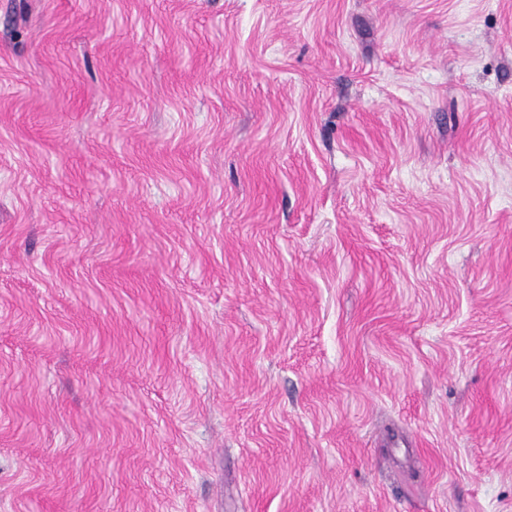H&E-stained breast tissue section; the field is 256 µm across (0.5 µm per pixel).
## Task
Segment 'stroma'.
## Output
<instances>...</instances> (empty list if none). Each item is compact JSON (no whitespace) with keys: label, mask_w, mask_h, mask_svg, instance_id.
<instances>
[{"label":"stroma","mask_w":512,"mask_h":512,"mask_svg":"<svg viewBox=\"0 0 512 512\" xmlns=\"http://www.w3.org/2000/svg\"><path fill=\"white\" fill-rule=\"evenodd\" d=\"M0 512H512V0H0Z\"/></svg>","instance_id":"obj_1"}]
</instances>
